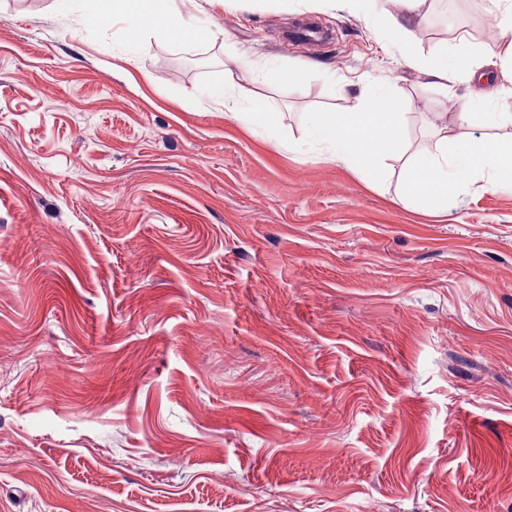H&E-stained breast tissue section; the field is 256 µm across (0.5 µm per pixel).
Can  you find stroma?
<instances>
[{"mask_svg": "<svg viewBox=\"0 0 512 512\" xmlns=\"http://www.w3.org/2000/svg\"><path fill=\"white\" fill-rule=\"evenodd\" d=\"M452 2L418 47L491 59L486 0ZM90 12L0 0V512H512V186L400 200L420 102L452 142L512 125L368 0H190L212 39L133 52ZM239 59L274 135L203 95ZM368 82L407 118L376 185L304 140Z\"/></svg>", "mask_w": 512, "mask_h": 512, "instance_id": "1", "label": "stroma"}]
</instances>
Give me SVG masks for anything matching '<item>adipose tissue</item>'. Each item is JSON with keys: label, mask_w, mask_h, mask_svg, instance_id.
Returning a JSON list of instances; mask_svg holds the SVG:
<instances>
[{"label": "adipose tissue", "mask_w": 512, "mask_h": 512, "mask_svg": "<svg viewBox=\"0 0 512 512\" xmlns=\"http://www.w3.org/2000/svg\"><path fill=\"white\" fill-rule=\"evenodd\" d=\"M185 0H94V10L102 18H123L130 22V42H137L140 30L148 29L186 48L211 34L188 27L181 7ZM476 52L469 47H439L423 55L410 48L408 57L425 74L440 85L463 78L480 86L475 98L479 119L488 125L512 121V40L505 41L496 54L494 72L483 71L475 63ZM226 83L208 89L211 101L223 105L226 117L258 127L267 133L277 130L278 116L260 98L242 104L226 87L234 80L227 72ZM406 118L397 112L386 85L378 84L361 91L358 104L351 112H314L308 118L306 137L324 145L331 157L370 181L381 179L385 161L397 153L403 141ZM431 124L441 137L433 150L415 154L410 162L403 195L422 210L447 207L449 198L477 186L495 190L512 184V137L497 140H464L449 149L445 132L448 115L434 112Z\"/></svg>", "instance_id": "1"}]
</instances>
